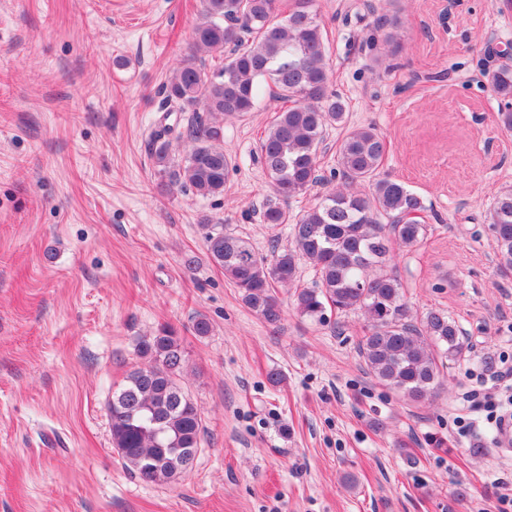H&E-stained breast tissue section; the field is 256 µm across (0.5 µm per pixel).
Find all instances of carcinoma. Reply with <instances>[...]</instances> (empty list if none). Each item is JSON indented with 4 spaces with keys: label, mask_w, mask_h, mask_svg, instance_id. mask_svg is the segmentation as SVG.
Returning <instances> with one entry per match:
<instances>
[{
    "label": "carcinoma",
    "mask_w": 512,
    "mask_h": 512,
    "mask_svg": "<svg viewBox=\"0 0 512 512\" xmlns=\"http://www.w3.org/2000/svg\"><path fill=\"white\" fill-rule=\"evenodd\" d=\"M387 32L369 43L400 48L398 15L384 18ZM501 100L498 124L512 132V66L487 72ZM281 102L260 143L259 160L270 193L261 222L289 226V246L256 254L248 241L211 228L206 258L224 270L243 303L276 327L284 288L296 311L320 323L326 313H359L364 336L358 356L364 370L410 402L431 399L443 386L439 360L458 361L469 342L441 309L418 317L395 271L398 253L427 236L426 206L403 183L381 174L386 142L372 126H347L346 101L331 88L323 27L315 0H202L189 53L163 85V116L153 132L150 157L159 185L203 198L224 195L232 158L224 151V122L255 111L263 92ZM173 112L182 124L167 123ZM346 128L330 178L319 174L318 153L327 129ZM185 154L176 156V148ZM336 182L296 216L288 200L312 186ZM488 229L499 271L512 273V191L495 197ZM307 266L312 285L300 284ZM143 366L112 394V446L125 468L147 483L171 484L189 473L201 442V415L180 382L182 337L168 326L143 336Z\"/></svg>",
    "instance_id": "cac0c4a2"
}]
</instances>
